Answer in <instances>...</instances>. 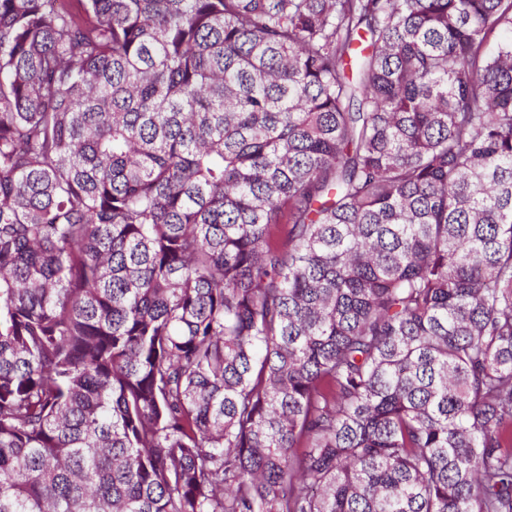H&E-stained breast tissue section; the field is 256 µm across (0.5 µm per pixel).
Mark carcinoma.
Segmentation results:
<instances>
[{"instance_id": "carcinoma-1", "label": "carcinoma", "mask_w": 512, "mask_h": 512, "mask_svg": "<svg viewBox=\"0 0 512 512\" xmlns=\"http://www.w3.org/2000/svg\"><path fill=\"white\" fill-rule=\"evenodd\" d=\"M0 512H512V0H0Z\"/></svg>"}]
</instances>
